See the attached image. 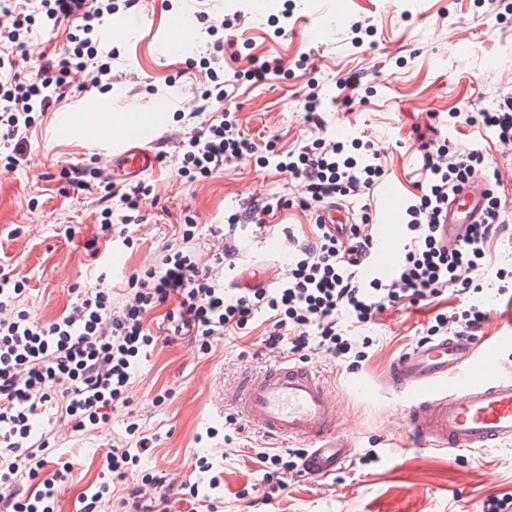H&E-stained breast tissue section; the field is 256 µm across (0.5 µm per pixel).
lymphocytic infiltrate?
<instances>
[{"label":"lymphocytic infiltrate","instance_id":"obj_1","mask_svg":"<svg viewBox=\"0 0 512 512\" xmlns=\"http://www.w3.org/2000/svg\"><path fill=\"white\" fill-rule=\"evenodd\" d=\"M39 2L51 30L68 19L78 20L67 33V47L53 50L38 46L33 36ZM135 0H0V149H6L7 166L28 139L35 113L70 105L78 84L104 90L112 85V64L100 60V26L104 18L130 9ZM40 62L36 79L23 71L29 53ZM211 88L194 93L186 107L192 134L187 140L180 176H206L225 163L258 152L257 143L237 132L227 101L237 96L236 85L212 74ZM275 169L289 174L301 192L300 208L311 210L329 199L352 200L362 213H370L379 186L388 177V162L371 152L367 161L347 155L342 143L317 138L288 150ZM496 181L483 150L474 142L429 141L412 190L406 191L405 231L400 262L387 278H365L342 259L335 238L317 232L300 242L287 272L276 274L272 287L229 291L213 278L209 267L199 265L188 245L195 227H181L182 247L168 248L161 259L133 274L121 302H113L111 289L94 287L70 311L48 324L29 320L19 310L25 280L0 266V512H54L59 487L69 473L67 465L51 466L45 454L48 441L35 436L33 422L39 412L56 422L82 431L104 422L108 410L128 405L129 388L141 360L149 358L155 338L147 313L175 300L164 316L172 336H188L208 350L212 340L245 333L258 321L268 323L262 338L272 350H283L307 360L321 352L339 363L363 361L361 350L339 325L348 317L366 323L389 306L431 304L454 290L471 286L488 269L491 241L503 228L499 197H491L482 223L469 225L454 246L442 244L437 232L441 212L459 182L472 174ZM97 203L105 219L103 232L116 233L130 245L131 227L141 226L139 201L149 187L144 182L103 184ZM489 319L479 304L462 311H442L429 323L424 341L439 336H475ZM113 446L99 481L84 494L85 512H95L113 481L123 479L140 447ZM206 478L201 482H164L144 476L128 497L134 512H156L174 495L190 504L193 512L206 508L218 512L212 495L221 485L212 463H195ZM40 480L34 495L23 494L26 482Z\"/></svg>","mask_w":512,"mask_h":512}]
</instances>
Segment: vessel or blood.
I'll return each mask as SVG.
<instances>
[{
  "mask_svg": "<svg viewBox=\"0 0 512 512\" xmlns=\"http://www.w3.org/2000/svg\"><path fill=\"white\" fill-rule=\"evenodd\" d=\"M189 32L173 21L157 49L161 55L182 54ZM101 107L85 98L59 113L55 133L80 139L96 124ZM96 158L104 177L132 180L154 170L159 159L141 135L117 126L103 138ZM490 185L476 174L460 184L448 200L441 225L447 243L461 239L468 225L483 217ZM401 194L396 184H384L377 195L379 223L363 232L369 241L361 249L352 228L354 212L341 202L316 210V220L340 241L345 259L363 275L392 272L398 258L395 227ZM512 345V330L494 338L443 336L402 354L391 365L384 385L403 404L409 435L417 446L448 450H480L512 442V372L494 359ZM224 402L245 423L280 443L303 442L305 475L321 481L340 470L355 453L352 440L336 431V402L319 370L278 360L262 376H244L224 392Z\"/></svg>",
  "mask_w": 512,
  "mask_h": 512,
  "instance_id": "obj_1",
  "label": "vessel or blood"
}]
</instances>
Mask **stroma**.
<instances>
[{
  "label": "stroma",
  "instance_id": "obj_1",
  "mask_svg": "<svg viewBox=\"0 0 512 512\" xmlns=\"http://www.w3.org/2000/svg\"><path fill=\"white\" fill-rule=\"evenodd\" d=\"M153 18L140 33L113 31L112 87L99 99L125 100L136 111L154 103L166 106L152 129L163 163L145 175L149 192L140 200L145 221L132 246L120 248L123 267L108 283L114 301L128 291L129 276L163 254L180 224H197L195 252L213 276L223 270L213 256L232 242L236 269L262 263L263 235L238 224L231 240L223 232L232 217L293 188L287 175L275 172L259 156L232 161L208 177L186 182L177 170L181 140L191 129L172 104L190 98L193 89L209 85L214 44H221L227 73H240L241 94L234 118L241 133L275 152L339 129L370 137L389 160L397 184H408L417 167L416 127L439 115L451 139L471 138L469 126L451 125L447 112L492 109L512 100V10L503 18L483 14L476 0H270L266 11L254 12L249 0H144ZM237 16L231 29L216 28L217 19ZM184 18L193 44L181 56L159 58L156 41L170 20ZM371 18L373 30L354 31L355 22ZM331 23L330 40L313 43L309 23ZM269 61L281 70L262 84L243 73L252 60ZM357 77L352 105H344L339 81ZM321 100V129L308 120L309 94ZM56 109L37 117L23 146L16 170L0 168V265L24 278L27 290L19 305L29 318L46 324L68 312L80 291L94 284V261L85 244L101 236L102 217L95 204L99 189L69 186L60 175L62 162L93 164L96 138L63 142L52 135ZM490 267L502 278L483 277L481 301L489 309L484 336H496L512 320V216L490 249ZM426 307L388 311L369 324L344 321L347 335L371 340L366 361L349 367L324 354L312 355L337 404L336 429L349 435L358 453L378 450V462L338 470L325 480L286 476V487L264 500L255 463L257 449L267 447L261 433L244 427L234 409L224 404V389L247 373L273 365L277 354L260 345V331L243 338L214 340L201 351L189 338L157 341L152 357L129 390L130 410L138 416L139 436L148 449L130 466L124 481L113 484L112 498L99 512H124L121 504L145 474L188 480L198 458L222 470L223 512H482L493 495L512 493V443L475 452L447 453L405 445L407 417L398 402L382 390L391 363L416 344L415 331L427 321ZM364 379L376 391L353 393L349 383ZM124 411L111 414L97 428L80 432L55 422L38 421L54 454L70 462L72 472L58 492L57 512H80L82 493L97 483L106 453L124 440ZM232 443H225V436Z\"/></svg>",
  "mask_w": 512,
  "mask_h": 512
}]
</instances>
